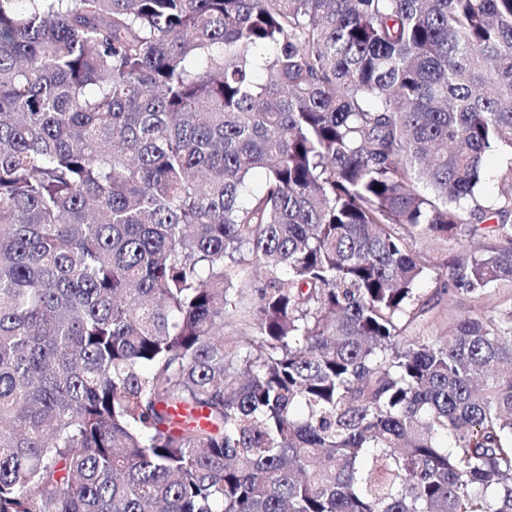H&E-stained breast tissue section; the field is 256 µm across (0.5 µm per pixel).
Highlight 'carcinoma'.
Returning a JSON list of instances; mask_svg holds the SVG:
<instances>
[{
	"instance_id": "1",
	"label": "carcinoma",
	"mask_w": 512,
	"mask_h": 512,
	"mask_svg": "<svg viewBox=\"0 0 512 512\" xmlns=\"http://www.w3.org/2000/svg\"><path fill=\"white\" fill-rule=\"evenodd\" d=\"M0 512H512V0H0ZM474 304L480 305L481 303L473 302V299L467 296H463L460 298V302L458 304H455L454 306L452 305L453 307L448 311V301L446 300V298H444L440 305L434 307L426 314L421 316L420 319H418V321L419 324L422 323L423 325H425L426 328L427 322H430L432 320V326L426 332L428 334L439 335L447 331L448 323L453 316L457 315L461 311L469 309ZM442 309H444L443 313Z\"/></svg>"
}]
</instances>
